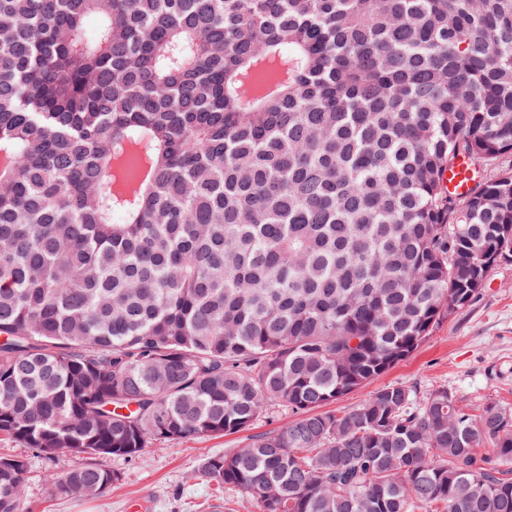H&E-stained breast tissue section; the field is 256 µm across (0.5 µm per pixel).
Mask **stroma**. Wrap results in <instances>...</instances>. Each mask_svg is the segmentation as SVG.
Here are the masks:
<instances>
[{
  "mask_svg": "<svg viewBox=\"0 0 512 512\" xmlns=\"http://www.w3.org/2000/svg\"><path fill=\"white\" fill-rule=\"evenodd\" d=\"M390 384L413 386L423 394L444 387L467 408L492 402L512 410V264L495 269L471 305L435 329L413 355L335 407H354ZM292 418L288 407L276 405L246 432L156 441L142 456L108 458L105 467L119 479L93 499L52 494L53 477L76 463L70 454L48 457L0 435V455L18 456L27 464L28 512H259L252 496L210 481L200 464Z\"/></svg>",
  "mask_w": 512,
  "mask_h": 512,
  "instance_id": "35a3bbf8",
  "label": "stroma"
}]
</instances>
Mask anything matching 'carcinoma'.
Listing matches in <instances>:
<instances>
[{
  "label": "carcinoma",
  "mask_w": 512,
  "mask_h": 512,
  "mask_svg": "<svg viewBox=\"0 0 512 512\" xmlns=\"http://www.w3.org/2000/svg\"><path fill=\"white\" fill-rule=\"evenodd\" d=\"M511 263L512 0H0V434L55 495L278 404L201 463L259 512H512L511 410L328 409Z\"/></svg>",
  "instance_id": "carcinoma-1"
}]
</instances>
